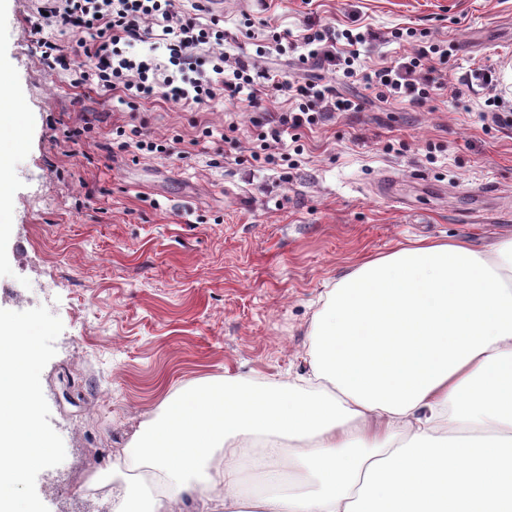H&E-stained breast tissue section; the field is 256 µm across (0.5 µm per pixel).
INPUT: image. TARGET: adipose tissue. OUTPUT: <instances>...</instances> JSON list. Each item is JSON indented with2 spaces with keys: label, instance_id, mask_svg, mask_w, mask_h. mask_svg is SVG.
<instances>
[{
  "label": "adipose tissue",
  "instance_id": "ef3b65f1",
  "mask_svg": "<svg viewBox=\"0 0 512 512\" xmlns=\"http://www.w3.org/2000/svg\"><path fill=\"white\" fill-rule=\"evenodd\" d=\"M311 375L258 390L227 378L167 397L124 450L163 477L136 512H512V238L372 258L326 291ZM273 476L250 502L238 465Z\"/></svg>",
  "mask_w": 512,
  "mask_h": 512
}]
</instances>
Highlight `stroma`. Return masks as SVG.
<instances>
[{
	"label": "stroma",
	"instance_id": "1",
	"mask_svg": "<svg viewBox=\"0 0 512 512\" xmlns=\"http://www.w3.org/2000/svg\"><path fill=\"white\" fill-rule=\"evenodd\" d=\"M194 3L175 9L218 20L226 55L290 79L310 23L368 25L378 35L361 50L370 68L432 43L454 51L421 106L336 81L359 110L304 131L295 168L263 167L255 130L288 111L286 96L262 112L222 99H104L44 64L34 0H0V74L20 112L0 309L44 305L64 325L41 376L66 449L37 477L49 512H120L123 482L106 471L186 385L307 378L321 298L362 261L421 240L487 250L512 235V126L487 119L485 94L464 92L492 65L512 106V0H224L218 14ZM269 25L287 37L261 54ZM399 28L411 37L393 41ZM85 117L88 137L64 142ZM136 126L180 137L178 152L118 149L117 128ZM205 126L213 137H201Z\"/></svg>",
	"mask_w": 512,
	"mask_h": 512
}]
</instances>
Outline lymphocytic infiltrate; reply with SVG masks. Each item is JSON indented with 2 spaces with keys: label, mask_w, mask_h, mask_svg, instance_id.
Returning a JSON list of instances; mask_svg holds the SVG:
<instances>
[{
  "label": "lymphocytic infiltrate",
  "mask_w": 512,
  "mask_h": 512,
  "mask_svg": "<svg viewBox=\"0 0 512 512\" xmlns=\"http://www.w3.org/2000/svg\"><path fill=\"white\" fill-rule=\"evenodd\" d=\"M43 9L39 28L76 38L70 50L55 39L42 38L41 58L47 67L74 71L77 55L93 62L91 71L75 72L73 87L92 79L102 95L118 91L132 100H148L160 93L176 104L197 105L224 98L254 111L262 109L268 91L286 95L291 111L270 116L266 127L256 134L261 150L253 159L267 165L292 164L290 154L271 151L272 144L280 143L285 133L317 126L332 113L355 109L354 101L335 94L330 76L340 74L363 82L384 99L404 97L421 105L442 85L436 61L448 58L447 51L432 44L420 47L405 62L366 70L360 63V49L368 42L369 33L347 29L339 34L332 26L312 24L302 36L305 52L300 60L315 61L319 73L301 81L271 76L261 84L252 75L253 63L220 53L226 34L218 22L203 24L191 15L177 14L173 0H45ZM156 19L164 22L160 40L165 62L155 63L123 51V44L146 41L150 36L146 24ZM341 38L346 48H338Z\"/></svg>",
  "instance_id": "1"
}]
</instances>
